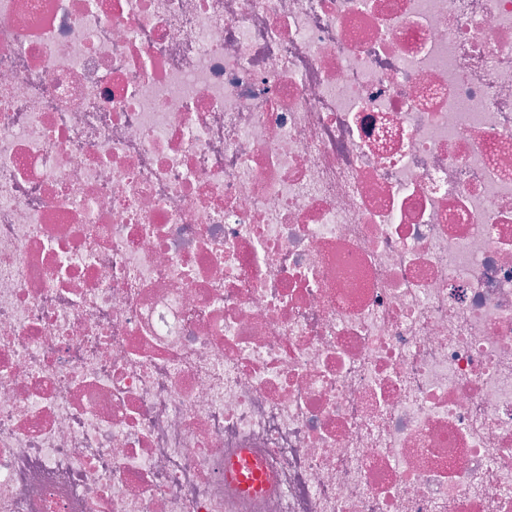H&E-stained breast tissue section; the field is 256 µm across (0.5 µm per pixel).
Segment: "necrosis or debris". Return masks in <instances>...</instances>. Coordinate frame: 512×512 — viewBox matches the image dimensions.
<instances>
[{
    "instance_id": "4bbe7bcc",
    "label": "necrosis or debris",
    "mask_w": 512,
    "mask_h": 512,
    "mask_svg": "<svg viewBox=\"0 0 512 512\" xmlns=\"http://www.w3.org/2000/svg\"><path fill=\"white\" fill-rule=\"evenodd\" d=\"M0 512H512V0H0Z\"/></svg>"
}]
</instances>
